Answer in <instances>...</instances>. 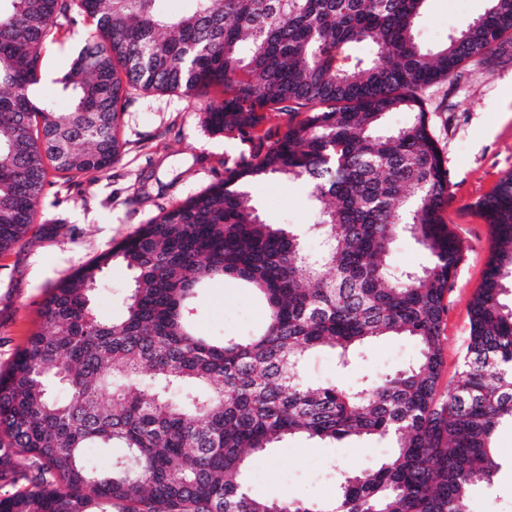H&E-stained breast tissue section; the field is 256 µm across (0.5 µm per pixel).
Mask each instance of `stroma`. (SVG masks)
<instances>
[{
	"instance_id": "35a3bbf8",
	"label": "stroma",
	"mask_w": 512,
	"mask_h": 512,
	"mask_svg": "<svg viewBox=\"0 0 512 512\" xmlns=\"http://www.w3.org/2000/svg\"><path fill=\"white\" fill-rule=\"evenodd\" d=\"M487 0H427L417 35L433 47L466 19L484 12ZM82 46L77 30L62 33L47 52L33 95L59 110L70 98L59 84ZM204 99L176 93L132 92L120 128V160L103 172L80 176L71 185H47L43 214L23 244L0 253V370L41 324L38 306L49 288L70 276L114 243L124 240L161 208L197 195L223 181L234 159L249 154L250 140L215 133L202 121ZM430 132L448 169V202L440 212L463 247L442 326L443 368L439 386L447 388L458 371L469 334L470 302L480 287L495 249L490 224L478 203L501 178L512 174V43H504L491 62L464 65L454 83H437L425 94ZM264 218L272 224L312 223L309 185L301 179L272 177L250 188ZM107 286L95 297V312L106 319L122 311L131 274L115 264ZM266 319L263 302L232 281L212 283L200 295L197 330L210 337L249 336ZM418 354L405 336H389L359 351L349 367L320 351L303 365L307 379L349 388L364 378L404 368ZM500 464L493 487H475L470 512H512V426L494 439ZM389 453L386 442L345 439L327 445L302 437L282 441L251 462L248 489L263 498L308 502L331 499L338 471L376 465Z\"/></svg>"
}]
</instances>
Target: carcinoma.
Instances as JSON below:
<instances>
[{"label": "carcinoma", "instance_id": "obj_1", "mask_svg": "<svg viewBox=\"0 0 512 512\" xmlns=\"http://www.w3.org/2000/svg\"><path fill=\"white\" fill-rule=\"evenodd\" d=\"M165 2L0 0V252L36 223L48 170L71 182L118 160L130 88L206 97L209 130L255 141L224 181L50 288L41 329L0 371V512H469L470 487L498 472L495 431L512 424V174L480 204L496 249L441 393L461 246L439 218L448 170L424 93L512 37V0H488L436 49L416 36L426 0H192L183 14ZM79 17L93 28L62 79L71 109L58 112L32 90L43 53ZM362 43L373 59L334 66L336 49ZM399 111L413 118L381 130ZM269 112L303 118L259 135ZM273 176L309 184L304 231L266 223L252 203L249 187ZM401 235L426 264L394 268ZM115 263L133 285L102 320L94 293ZM216 280L262 298L259 332L197 333L198 297ZM393 335L418 345L395 373L350 390L302 375L317 349L345 366ZM296 434L386 440L393 452L342 476L329 502L251 496L249 457ZM110 448L100 472L93 453Z\"/></svg>", "mask_w": 512, "mask_h": 512}]
</instances>
